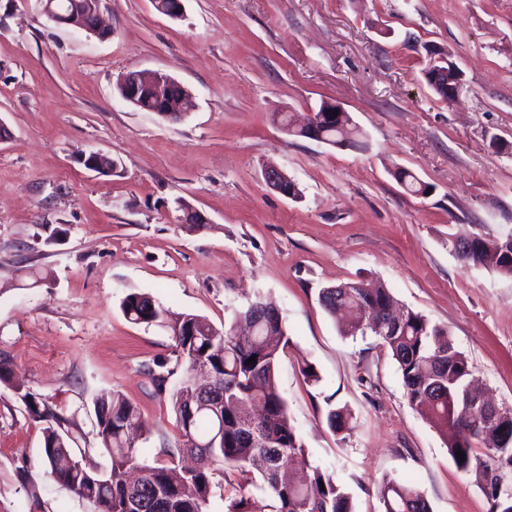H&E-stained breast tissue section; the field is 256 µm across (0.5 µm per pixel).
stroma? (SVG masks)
I'll use <instances>...</instances> for the list:
<instances>
[{"label":"stroma","mask_w":512,"mask_h":512,"mask_svg":"<svg viewBox=\"0 0 512 512\" xmlns=\"http://www.w3.org/2000/svg\"><path fill=\"white\" fill-rule=\"evenodd\" d=\"M109 37L51 21L41 0H0V512H96L46 474L43 422L15 391L65 419L72 448L100 450L93 402L123 395L148 432L146 463L176 449L169 399L146 364L169 335L134 325L120 304L150 295L174 313L223 326L255 296L282 314L279 390L305 462L335 473L355 512H383L391 476L419 485L433 512H490L473 474L409 404L397 364L373 333L342 335L321 288L377 279L395 302L447 326L470 379L512 409V278L464 264L450 239L512 234V0H184L172 19L152 0H100ZM462 72L455 102L422 69L429 50ZM157 70L193 94L177 123L134 108L116 83ZM341 105L364 149L286 134L273 115L306 120ZM93 151L116 172L87 169ZM300 194L269 187L267 166ZM433 185L404 191L390 174ZM207 219L195 231L180 202ZM311 364L319 383L300 367ZM352 428L333 432L329 408ZM249 476L225 471L210 512ZM394 180L406 191L417 196H426L432 192L433 187L416 176L412 171L395 167L391 172Z\"/></svg>","instance_id":"stroma-1"}]
</instances>
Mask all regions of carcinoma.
Returning a JSON list of instances; mask_svg holds the SVG:
<instances>
[{"label": "carcinoma", "mask_w": 512, "mask_h": 512, "mask_svg": "<svg viewBox=\"0 0 512 512\" xmlns=\"http://www.w3.org/2000/svg\"><path fill=\"white\" fill-rule=\"evenodd\" d=\"M179 98L166 91L152 92L139 109L161 111ZM321 132L336 147L363 144V133L348 113L323 126ZM391 175L413 195L432 192L431 185L406 168L396 167ZM476 241L482 249L466 263L512 277V257L498 241L479 235ZM319 303L330 316L346 318L342 332L354 336L369 329L368 312L386 316L391 296L383 285L360 280L351 282L344 292L319 293ZM263 305L262 297H256L236 313L235 321L218 329L197 314L173 318L144 293L126 295L121 311L130 323L158 326L171 337L174 368L156 362L146 365V372L157 394H169L181 434L179 449L198 456L202 465L181 467L172 453L153 464L139 461L130 431L143 430L146 423L135 404L114 394L109 400L94 402L101 449L109 457V465L101 468L74 454L68 438L58 430L64 418L26 392L23 399L30 416L47 423L42 462L49 477L74 496L96 504L98 512H209L214 467L244 473L247 464L258 457L265 462L261 489L274 505L242 495L231 501L228 512H354L335 474L316 467L302 480L294 475V461L305 448L277 385L278 359L287 344L285 325L279 314L256 323ZM376 336L397 363L408 402L443 433L448 453L460 470L512 471V446L503 447L512 436V410L500 409L496 417H487L481 404L467 398L468 362L454 346L447 327L406 310L399 324ZM252 356L255 362L250 363ZM201 367L208 370L213 389L224 401L219 414H190L199 399L192 376ZM178 368L183 370L181 382L168 393L167 380ZM218 416L224 419V436L214 439L211 434ZM351 419L344 407L327 413V422L336 433L351 430ZM193 436L210 438L208 446H189ZM458 450L465 454L462 462ZM379 498L384 512H432L425 493L412 483L385 478Z\"/></svg>", "instance_id": "1"}]
</instances>
